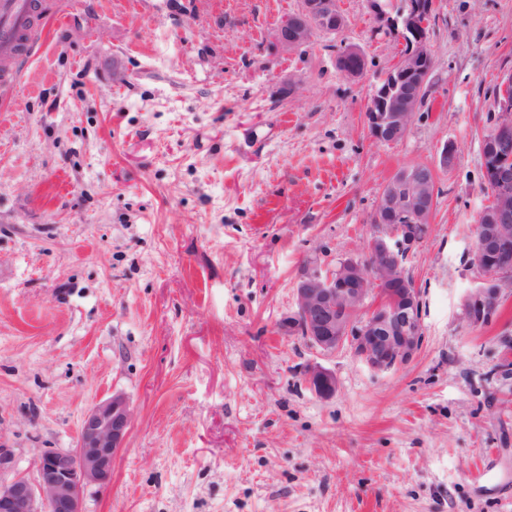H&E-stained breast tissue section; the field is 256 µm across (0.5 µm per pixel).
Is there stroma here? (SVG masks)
Returning a JSON list of instances; mask_svg holds the SVG:
<instances>
[{
    "mask_svg": "<svg viewBox=\"0 0 512 512\" xmlns=\"http://www.w3.org/2000/svg\"><path fill=\"white\" fill-rule=\"evenodd\" d=\"M45 2L0 87V438L19 471L121 392L133 422L85 512H512V289L492 321L463 318L512 0H439L395 144L364 125L394 56L366 0L288 56L270 33L301 0ZM343 41L366 77L337 70ZM447 143L406 264L417 357L376 372L282 334L305 260L365 257L388 179ZM315 363L332 399L304 381ZM305 380L314 394L323 400L332 398L338 387L336 376L318 364H312L306 369Z\"/></svg>",
    "mask_w": 512,
    "mask_h": 512,
    "instance_id": "obj_1",
    "label": "stroma"
}]
</instances>
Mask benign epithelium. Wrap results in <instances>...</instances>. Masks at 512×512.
<instances>
[{"instance_id":"obj_1","label":"benign epithelium","mask_w":512,"mask_h":512,"mask_svg":"<svg viewBox=\"0 0 512 512\" xmlns=\"http://www.w3.org/2000/svg\"><path fill=\"white\" fill-rule=\"evenodd\" d=\"M377 28L397 44L392 66L374 86V104L365 112V127L379 143L402 141L424 95L434 59L431 35L438 20V0H408L401 10L388 0H368ZM346 26L336 0H301L298 12L271 33L283 55L297 52L319 32L336 33ZM338 70L348 78L365 74L366 59L355 44L344 45ZM494 138L482 152L483 167L496 174L494 204L483 210L476 225L471 263L491 269L482 285L463 304L467 323L480 325L497 313L502 286L512 285V265L496 266L493 256L512 246V177L498 169L502 141L512 137V73L503 77L498 93ZM433 166L399 169L375 202L366 258L349 256L334 269L307 261L295 283V308L280 323L281 331L298 335L323 353L347 345L370 369L388 372L409 363L423 343L420 292L405 261L424 238L436 202ZM305 380L323 400L338 387L327 368L312 364ZM133 410L121 392L103 399L83 416L72 448H47L34 459L35 476L17 469L15 450L0 441V512H85L84 498L93 485L112 479V459L122 448Z\"/></svg>"}]
</instances>
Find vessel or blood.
I'll return each mask as SVG.
<instances>
[{
	"instance_id": "vessel-or-blood-1",
	"label": "vessel or blood",
	"mask_w": 512,
	"mask_h": 512,
	"mask_svg": "<svg viewBox=\"0 0 512 512\" xmlns=\"http://www.w3.org/2000/svg\"><path fill=\"white\" fill-rule=\"evenodd\" d=\"M41 11L40 0H0V83L16 81L18 71L12 63L19 55L20 39L32 32Z\"/></svg>"
}]
</instances>
